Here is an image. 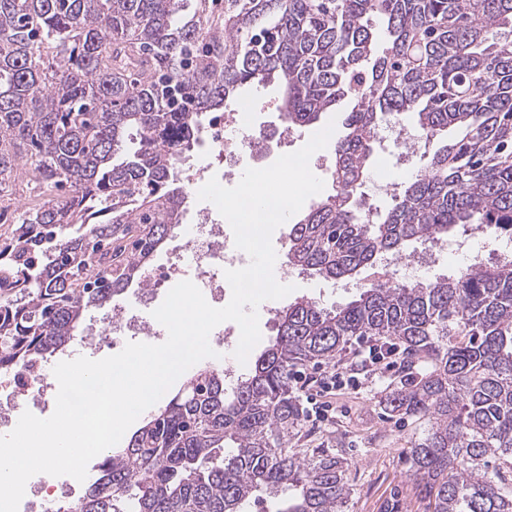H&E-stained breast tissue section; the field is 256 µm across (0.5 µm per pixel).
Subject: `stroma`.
<instances>
[{
  "label": "stroma",
  "mask_w": 512,
  "mask_h": 512,
  "mask_svg": "<svg viewBox=\"0 0 512 512\" xmlns=\"http://www.w3.org/2000/svg\"><path fill=\"white\" fill-rule=\"evenodd\" d=\"M281 96L278 84L263 87H244L233 107L252 115L254 129L264 131V147L268 162L283 154L302 148L323 124L335 125V136L344 133L345 112L323 113L319 122L285 131L277 104ZM422 160L405 162L393 141L382 142L370 159L369 175L364 187L365 201L372 207L386 208L393 192L401 190L421 169ZM373 276L372 269L361 270L352 279L331 281L299 271H292L289 282L294 290L287 297L272 301L271 312H260V347L274 341L277 332L275 309L298 298H313L324 307L345 304L357 294L361 284ZM395 371L383 372L380 378L369 381L367 388L335 396L336 417L325 424L303 420L302 428L290 442L294 448H323L348 458L351 467L348 480L351 494L345 512H385L392 499L405 504L403 512H425L412 477L407 451L415 439L426 430L424 421L393 418L381 400Z\"/></svg>",
  "instance_id": "1"
}]
</instances>
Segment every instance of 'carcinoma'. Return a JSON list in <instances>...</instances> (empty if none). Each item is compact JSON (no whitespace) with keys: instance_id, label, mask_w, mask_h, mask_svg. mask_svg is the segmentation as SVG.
Wrapping results in <instances>:
<instances>
[{"instance_id":"carcinoma-1","label":"carcinoma","mask_w":512,"mask_h":512,"mask_svg":"<svg viewBox=\"0 0 512 512\" xmlns=\"http://www.w3.org/2000/svg\"><path fill=\"white\" fill-rule=\"evenodd\" d=\"M0 0V220L17 172L39 200L0 238V367L40 371L89 309L144 288L181 231L178 177L203 120L274 78L289 128L349 103L333 192L288 228L287 265L351 277L475 224L512 234V0ZM383 25L378 51L372 19ZM416 116L436 150L383 211L362 186L380 130ZM402 349L383 402L427 422L411 444L426 512H512V256L436 280L379 276L334 309L301 298L253 369H199L126 447L106 451L75 512H344L349 462L288 447L296 372L350 340Z\"/></svg>"}]
</instances>
